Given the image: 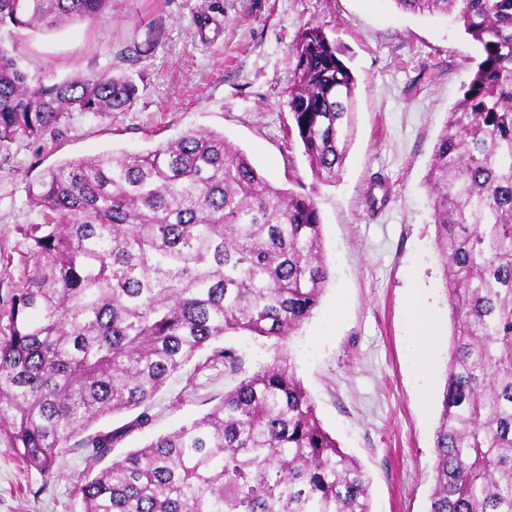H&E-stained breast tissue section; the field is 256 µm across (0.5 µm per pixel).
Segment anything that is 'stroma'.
I'll return each instance as SVG.
<instances>
[{"instance_id":"obj_1","label":"stroma","mask_w":512,"mask_h":512,"mask_svg":"<svg viewBox=\"0 0 512 512\" xmlns=\"http://www.w3.org/2000/svg\"><path fill=\"white\" fill-rule=\"evenodd\" d=\"M321 24L356 80L355 133L340 180L314 179L292 124L288 83L296 35ZM163 28L142 58L134 48ZM21 65L47 84L111 68L137 84L129 110L73 113L61 136L20 139L0 155V314L30 269L28 187L64 161L145 152L188 128L224 134L275 185L307 193L322 220L329 278L319 306L283 345L225 335L246 371L289 357L323 428L370 480L373 512H428L434 432L448 367V301L434 242L427 173L448 111L479 48L452 18L393 0H116L112 15L55 31H24ZM424 290L437 336L421 359L408 317ZM238 374L197 354L151 401L150 426L111 457L209 411ZM91 465L71 448L52 474L27 467L0 434V512H80L74 487Z\"/></svg>"}]
</instances>
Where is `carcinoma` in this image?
Returning <instances> with one entry per match:
<instances>
[{
	"instance_id": "1",
	"label": "carcinoma",
	"mask_w": 512,
	"mask_h": 512,
	"mask_svg": "<svg viewBox=\"0 0 512 512\" xmlns=\"http://www.w3.org/2000/svg\"><path fill=\"white\" fill-rule=\"evenodd\" d=\"M451 15L480 59L432 151L435 245L452 324L428 512H512V0H394ZM112 0H0V149L54 139L70 115L124 112L129 77L30 83L19 29L95 23ZM285 93L315 179L334 183L355 130L356 80L321 24L296 36ZM31 270L0 338V431L52 473L79 437L100 462L198 352L285 341L329 278L307 194L274 185L221 133L188 128L144 153L65 161L29 185ZM82 512H372L362 465L322 427L289 358L276 356L202 416L87 474Z\"/></svg>"
}]
</instances>
